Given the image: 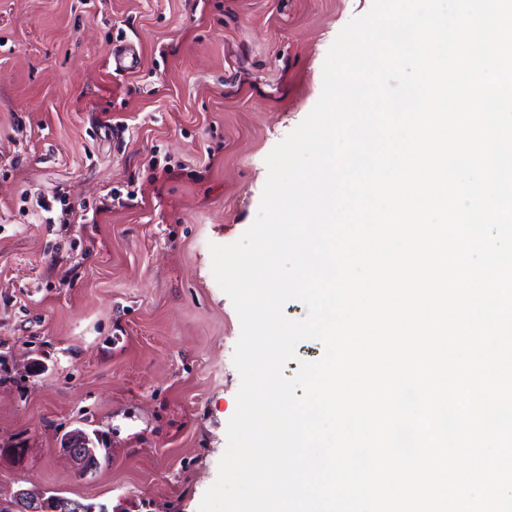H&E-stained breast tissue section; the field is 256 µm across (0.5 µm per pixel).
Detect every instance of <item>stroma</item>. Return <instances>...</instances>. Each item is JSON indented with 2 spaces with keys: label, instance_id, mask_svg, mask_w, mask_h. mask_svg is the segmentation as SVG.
<instances>
[{
  "label": "stroma",
  "instance_id": "obj_1",
  "mask_svg": "<svg viewBox=\"0 0 512 512\" xmlns=\"http://www.w3.org/2000/svg\"><path fill=\"white\" fill-rule=\"evenodd\" d=\"M373 4L0 0V499L199 512L240 387L209 246L254 222L267 155ZM60 190L42 223L31 199ZM76 428L104 433L94 476L61 449Z\"/></svg>",
  "mask_w": 512,
  "mask_h": 512
}]
</instances>
